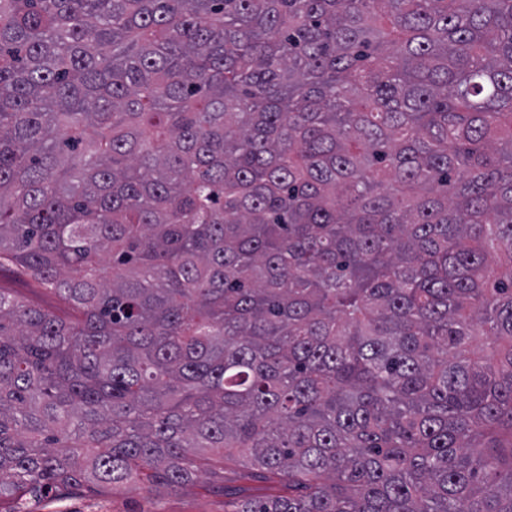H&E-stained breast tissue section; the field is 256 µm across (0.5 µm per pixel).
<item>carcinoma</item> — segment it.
<instances>
[{
    "label": "carcinoma",
    "mask_w": 512,
    "mask_h": 512,
    "mask_svg": "<svg viewBox=\"0 0 512 512\" xmlns=\"http://www.w3.org/2000/svg\"><path fill=\"white\" fill-rule=\"evenodd\" d=\"M3 265L0 506L512 512V0H0ZM3 288H12V293L24 304L41 308L45 311L61 315L62 304L49 290L36 286L25 277L4 271L0 276ZM236 473L233 474L228 471L227 474H224V477L234 478L233 483H227L231 485H236L243 489L244 496L250 497V498H256V497H265V496H275L279 494V489L275 486H272L270 484H265L261 482H257L254 480H251L247 478V476L244 475V471L241 469L234 468ZM220 477L202 473L172 491L138 481L101 495L49 489L38 498L25 497L18 507L34 512H224L225 478Z\"/></svg>",
    "instance_id": "carcinoma-1"
}]
</instances>
